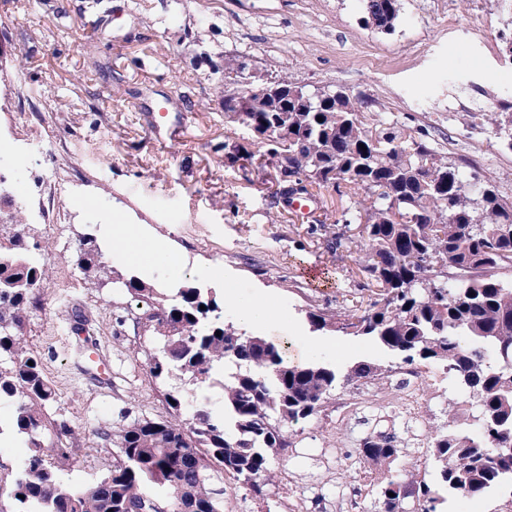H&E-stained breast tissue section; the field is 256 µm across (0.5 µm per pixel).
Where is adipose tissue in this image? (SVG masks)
Here are the masks:
<instances>
[{"mask_svg":"<svg viewBox=\"0 0 512 512\" xmlns=\"http://www.w3.org/2000/svg\"><path fill=\"white\" fill-rule=\"evenodd\" d=\"M105 232L112 240L114 249L120 250L125 259L142 269L161 266L176 269L177 262L167 242L154 238L141 225L114 221L106 225ZM226 305L242 324L280 321L278 309L268 300L243 299L237 283L224 284Z\"/></svg>","mask_w":512,"mask_h":512,"instance_id":"adipose-tissue-1","label":"adipose tissue"}]
</instances>
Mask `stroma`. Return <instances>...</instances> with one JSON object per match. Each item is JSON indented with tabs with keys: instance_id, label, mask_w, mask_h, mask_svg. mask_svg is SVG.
I'll use <instances>...</instances> for the list:
<instances>
[{
	"instance_id": "1",
	"label": "stroma",
	"mask_w": 512,
	"mask_h": 512,
	"mask_svg": "<svg viewBox=\"0 0 512 512\" xmlns=\"http://www.w3.org/2000/svg\"><path fill=\"white\" fill-rule=\"evenodd\" d=\"M363 15L361 0H0V141L29 154L16 165L0 161V170L32 218L36 258L51 272L22 334L55 390L43 442L66 486L88 487L111 470L120 429L169 417V390L224 409L212 380L151 377L147 354L160 339L148 307L125 286L133 277L167 299L184 285L219 301L224 279L235 280L242 296L267 299L284 314L254 335L297 360L343 372L363 361L386 371L375 381L341 382L317 415L288 426L290 447L272 455L265 495L228 488L224 512H380L381 488L397 470L437 485L430 433L447 430L450 400L466 401L472 413L476 400L441 364L403 363L370 340L314 329L307 317L369 298L347 247L334 244L353 197L312 186L310 211L301 214L283 198L267 157L233 163L224 150L228 140L252 141L245 129L224 126V57L245 54L258 68L373 100L376 111L423 129L449 161L512 198V147L478 121L489 104L512 103L504 52L512 0H400L389 32L365 25ZM163 108L169 122L159 142L150 115ZM38 137L51 149H39ZM57 180L47 221L40 202ZM114 216L164 238L182 260V284L107 252L85 272L81 238L98 237ZM210 264L223 280L200 276ZM74 308L110 366L107 386L88 375ZM416 383L417 419L404 408ZM379 431L393 435L399 456L370 475L359 448ZM62 448L71 451L65 463ZM437 512H512V493L456 494Z\"/></svg>"
}]
</instances>
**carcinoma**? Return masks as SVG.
<instances>
[{
    "mask_svg": "<svg viewBox=\"0 0 512 512\" xmlns=\"http://www.w3.org/2000/svg\"><path fill=\"white\" fill-rule=\"evenodd\" d=\"M398 0H363L365 25L390 31ZM243 55L224 57V123L247 127L269 146L278 183L301 190L344 185L358 195L341 216L357 225V237L336 235V246L355 247L356 261L375 288L365 308L334 314L309 312L318 330L374 340L416 360L448 367L476 399L477 429L458 427L460 402L448 404V431L433 437L430 451L439 463L446 494L476 495L512 485V285L498 270L512 268V200L489 180H475L448 162L412 128L382 117L368 124L371 103L336 89L307 90L287 75L271 77L285 95L308 97L304 111L288 99L286 112H238L227 96ZM512 119V104L500 102L479 114L493 130ZM29 217L15 207L6 242L0 241V400L16 404L13 426L28 441L23 468L5 486L15 512H224L226 488L219 474H231L255 495L271 481L268 451L289 447L285 428L317 414L339 373L322 364H290L283 347L247 336L224 323V309L195 287L181 288L175 302H154V289L135 279L125 283L139 301L153 306V331L162 350L150 356V373L175 371L208 378L234 367L224 382L227 421L207 406L182 417L183 395L166 394L173 414L136 421L117 434L119 458L108 476L83 490L61 485L45 459L44 421L38 407L54 398L40 362L21 336L33 292L48 269L32 255ZM382 369L357 364L345 378L373 379ZM392 437L371 435L360 449L367 468L398 455ZM164 489L158 494L153 486ZM394 496H389V493ZM417 512H436L438 492L427 483L388 479L381 512H401L405 498Z\"/></svg>",
    "mask_w": 512,
    "mask_h": 512,
    "instance_id": "cac0c4a2",
    "label": "carcinoma"
}]
</instances>
